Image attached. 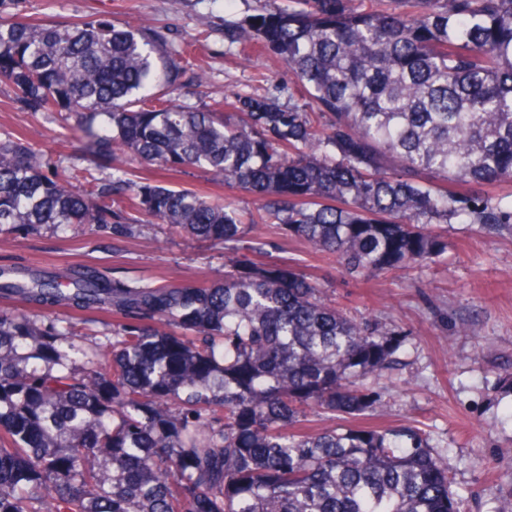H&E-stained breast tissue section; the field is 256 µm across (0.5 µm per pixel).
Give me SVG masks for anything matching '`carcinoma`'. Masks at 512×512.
<instances>
[{
	"instance_id": "carcinoma-1",
	"label": "carcinoma",
	"mask_w": 512,
	"mask_h": 512,
	"mask_svg": "<svg viewBox=\"0 0 512 512\" xmlns=\"http://www.w3.org/2000/svg\"><path fill=\"white\" fill-rule=\"evenodd\" d=\"M0 0V81L24 112H66L87 165L0 140V234L110 224L125 207L230 254L210 286H132L93 269L0 266V512H459L449 459L369 384L406 337L326 302L258 250L228 205L113 167L117 151L256 195L277 224L368 282L440 256L432 228L512 232V0H287L228 24L304 89L285 107L169 95L190 65L150 26L42 23ZM112 314V350L37 314ZM313 416L333 425L309 426ZM342 424L334 425L336 419Z\"/></svg>"
}]
</instances>
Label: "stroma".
<instances>
[{"mask_svg": "<svg viewBox=\"0 0 512 512\" xmlns=\"http://www.w3.org/2000/svg\"><path fill=\"white\" fill-rule=\"evenodd\" d=\"M285 0H18V10L46 22L104 14L121 24L148 23L166 32L171 47L192 44V62L205 72L197 85L185 76L174 91L177 103L198 107L211 96L272 94L297 103L293 72L272 54L229 43L226 25L245 15L271 12ZM0 83V139L24 134L52 160L84 165L85 140L73 119L59 113L22 112ZM163 185L228 202L241 220L257 208L254 195L209 180L197 168L162 176ZM136 236L115 235L110 225L67 232L41 225L0 234V265L45 269L87 267L131 285L154 287L209 284L223 278L224 250L131 209ZM447 251L427 265L397 277L360 282L335 257L313 251L274 225L259 224L251 237L265 244V258L285 261L317 276L324 299L382 325L406 331L399 363L374 384L386 404L378 425H415L430 434L435 453L451 457L455 482L466 493L464 512H492L512 490V235L490 237L475 224L441 227ZM477 322L475 336L460 334Z\"/></svg>", "mask_w": 512, "mask_h": 512, "instance_id": "35a3bbf8", "label": "stroma"}]
</instances>
